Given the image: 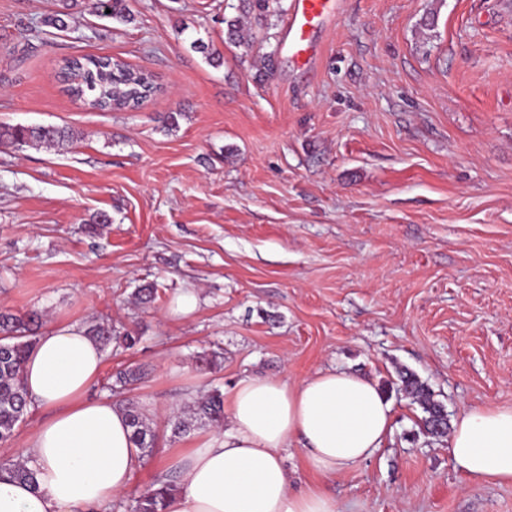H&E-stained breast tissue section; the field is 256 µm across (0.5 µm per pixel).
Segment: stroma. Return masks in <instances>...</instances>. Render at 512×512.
<instances>
[{
    "label": "stroma",
    "instance_id": "stroma-1",
    "mask_svg": "<svg viewBox=\"0 0 512 512\" xmlns=\"http://www.w3.org/2000/svg\"><path fill=\"white\" fill-rule=\"evenodd\" d=\"M239 4L129 0L118 22L78 0L61 31L60 0H0V124L78 134L0 144V310L137 336L86 393L147 372L130 397L157 443L126 500L206 433H172L196 397L340 368L394 408L391 442L332 483L340 512H512V485L464 478L395 386L414 372L452 416L512 407V0H342L309 71L285 48L281 0L256 32L262 77L226 35L225 18L254 24ZM83 55L156 90L132 111L85 105L60 77ZM188 288L196 311L170 316ZM68 127L0 124V143L39 148H65L77 140Z\"/></svg>",
    "mask_w": 512,
    "mask_h": 512
}]
</instances>
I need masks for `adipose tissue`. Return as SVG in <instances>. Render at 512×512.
Masks as SVG:
<instances>
[{
	"instance_id": "1",
	"label": "adipose tissue",
	"mask_w": 512,
	"mask_h": 512,
	"mask_svg": "<svg viewBox=\"0 0 512 512\" xmlns=\"http://www.w3.org/2000/svg\"><path fill=\"white\" fill-rule=\"evenodd\" d=\"M104 353L76 323H51L24 368L33 406L51 415L20 456L33 481L0 475V512H97L126 493L142 465L125 412L84 394ZM229 425L172 455L180 491L165 512H339L328 483L369 459L393 431L378 387L346 370L299 381L247 377L226 400ZM299 440L318 482L292 489L282 450ZM455 468L476 482L512 483V408H466L453 418Z\"/></svg>"
}]
</instances>
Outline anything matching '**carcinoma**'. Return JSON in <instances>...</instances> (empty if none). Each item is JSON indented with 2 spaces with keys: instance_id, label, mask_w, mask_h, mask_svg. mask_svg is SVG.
Listing matches in <instances>:
<instances>
[{
  "instance_id": "cac0c4a2",
  "label": "carcinoma",
  "mask_w": 512,
  "mask_h": 512,
  "mask_svg": "<svg viewBox=\"0 0 512 512\" xmlns=\"http://www.w3.org/2000/svg\"><path fill=\"white\" fill-rule=\"evenodd\" d=\"M248 10L255 13L257 22L280 11V0H244ZM101 17L124 21L130 17L127 0H105V10L98 12ZM229 40L249 48L255 36L241 34L238 18L224 19ZM144 72L112 57L85 55L66 65L64 79L68 90L77 99L98 109H110L114 102L133 99L141 102L144 86ZM77 139V133L68 127L41 125L0 124V143L39 148H64ZM42 325V315L34 310L24 313L0 312V441L11 439L22 422L30 402L24 382V365L29 353L35 347L36 336ZM92 336L106 349L110 345L130 347L137 337L129 336L106 321H93L87 326ZM398 392L421 406L424 416L421 423L426 432L443 437L448 434V413L444 405L433 399L429 387L415 373L409 370L399 372ZM133 429V439L140 453L146 454L153 448L155 434L145 415L130 399L120 401ZM187 418H178L173 423V433L182 434L194 423L220 425L224 422V395L215 390L188 406ZM0 472H6L19 480L33 479L34 472L27 462L14 457L0 458ZM179 490L178 478L166 471L157 474L148 490L135 501L134 512H165L168 499Z\"/></svg>"
}]
</instances>
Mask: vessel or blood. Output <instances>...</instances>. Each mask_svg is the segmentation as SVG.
<instances>
[{"label": "vessel or blood", "instance_id": "obj_1", "mask_svg": "<svg viewBox=\"0 0 512 512\" xmlns=\"http://www.w3.org/2000/svg\"><path fill=\"white\" fill-rule=\"evenodd\" d=\"M341 0H293L287 24L288 51L303 68L317 61V46L313 40L317 29L337 16Z\"/></svg>", "mask_w": 512, "mask_h": 512}]
</instances>
